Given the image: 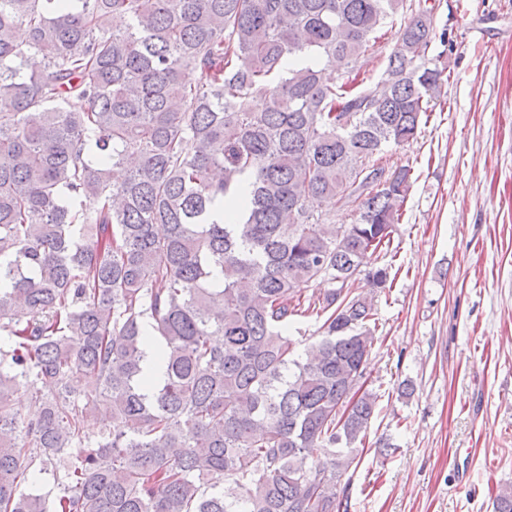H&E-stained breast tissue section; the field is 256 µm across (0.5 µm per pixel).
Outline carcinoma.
Here are the masks:
<instances>
[{
    "label": "carcinoma",
    "instance_id": "1",
    "mask_svg": "<svg viewBox=\"0 0 512 512\" xmlns=\"http://www.w3.org/2000/svg\"><path fill=\"white\" fill-rule=\"evenodd\" d=\"M404 8L0 0V512H340L377 404L355 275L386 283L412 180L382 153L433 110L454 44L420 3L375 87L334 67ZM311 318L299 354L288 324ZM50 468L54 499L23 492Z\"/></svg>",
    "mask_w": 512,
    "mask_h": 512
}]
</instances>
